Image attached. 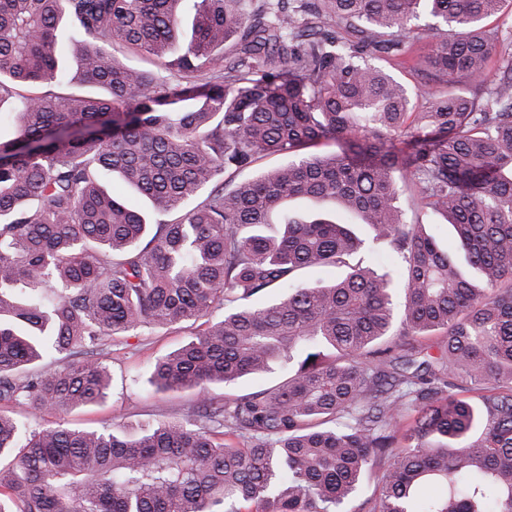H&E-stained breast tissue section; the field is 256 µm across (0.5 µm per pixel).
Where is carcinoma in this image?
Here are the masks:
<instances>
[{
    "label": "carcinoma",
    "mask_w": 512,
    "mask_h": 512,
    "mask_svg": "<svg viewBox=\"0 0 512 512\" xmlns=\"http://www.w3.org/2000/svg\"><path fill=\"white\" fill-rule=\"evenodd\" d=\"M294 2L0 0V406L103 403L108 340L203 326L151 373L197 391L190 419L0 412V512H347L370 471L362 512H512V23L485 25L512 0ZM422 15L435 91L416 112L366 55L408 65ZM266 154L284 161L233 182ZM327 204L401 270L351 263L365 240ZM274 365L276 388L213 391ZM427 483L441 495L417 500ZM102 184H104L114 196L117 198L137 207L151 209V205L144 198L136 195L135 193L128 190L120 181L114 179L109 174H103L101 177Z\"/></svg>",
    "instance_id": "1"
}]
</instances>
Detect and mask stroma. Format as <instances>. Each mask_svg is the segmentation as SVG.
I'll list each match as a JSON object with an SVG mask.
<instances>
[{
	"label": "stroma",
	"instance_id": "1",
	"mask_svg": "<svg viewBox=\"0 0 512 512\" xmlns=\"http://www.w3.org/2000/svg\"><path fill=\"white\" fill-rule=\"evenodd\" d=\"M192 331V326L187 325L160 329L150 335L113 337L107 359L112 375L107 402L78 407L63 415L40 412L37 420L48 424L61 421L85 430L116 423L133 433L160 420L187 418L196 403L194 393L156 390L149 377L155 361L190 341Z\"/></svg>",
	"mask_w": 512,
	"mask_h": 512
}]
</instances>
